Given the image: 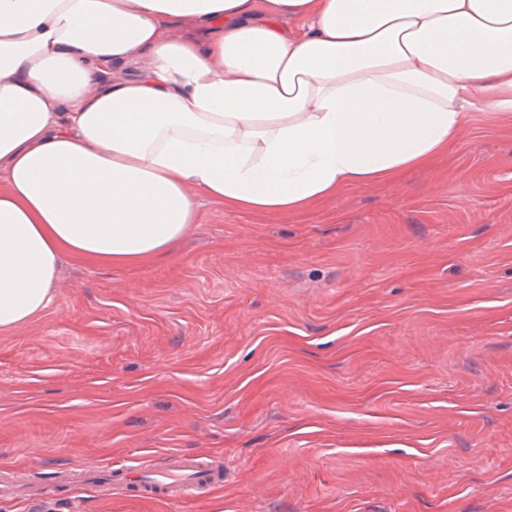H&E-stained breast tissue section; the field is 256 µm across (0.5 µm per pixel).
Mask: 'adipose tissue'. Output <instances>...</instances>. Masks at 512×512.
<instances>
[{
    "label": "adipose tissue",
    "mask_w": 512,
    "mask_h": 512,
    "mask_svg": "<svg viewBox=\"0 0 512 512\" xmlns=\"http://www.w3.org/2000/svg\"><path fill=\"white\" fill-rule=\"evenodd\" d=\"M476 108L512 112V0H0V332L64 257L174 253L202 197L306 211Z\"/></svg>",
    "instance_id": "1"
}]
</instances>
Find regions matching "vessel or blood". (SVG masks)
Masks as SVG:
<instances>
[{
	"mask_svg": "<svg viewBox=\"0 0 512 512\" xmlns=\"http://www.w3.org/2000/svg\"><path fill=\"white\" fill-rule=\"evenodd\" d=\"M219 479L205 455L179 456L171 465L161 468L113 466L112 493L178 502L200 496Z\"/></svg>",
	"mask_w": 512,
	"mask_h": 512,
	"instance_id": "obj_1",
	"label": "vessel or blood"
}]
</instances>
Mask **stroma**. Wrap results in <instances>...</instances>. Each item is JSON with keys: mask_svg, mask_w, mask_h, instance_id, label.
Wrapping results in <instances>:
<instances>
[{"mask_svg": "<svg viewBox=\"0 0 512 512\" xmlns=\"http://www.w3.org/2000/svg\"><path fill=\"white\" fill-rule=\"evenodd\" d=\"M176 256L65 258L0 333V512H512V112L298 214L199 198ZM224 463L202 498L59 471Z\"/></svg>", "mask_w": 512, "mask_h": 512, "instance_id": "stroma-1", "label": "stroma"}]
</instances>
